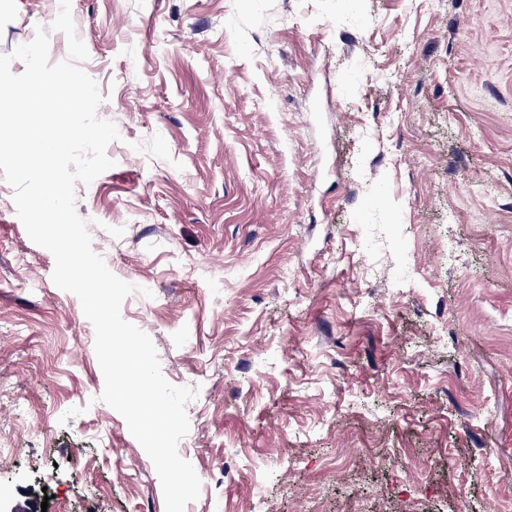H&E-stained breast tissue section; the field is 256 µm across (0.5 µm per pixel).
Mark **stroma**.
Segmentation results:
<instances>
[{"instance_id": "stroma-1", "label": "stroma", "mask_w": 512, "mask_h": 512, "mask_svg": "<svg viewBox=\"0 0 512 512\" xmlns=\"http://www.w3.org/2000/svg\"><path fill=\"white\" fill-rule=\"evenodd\" d=\"M58 0H0V53ZM186 512H512V0H71ZM0 178V512H165Z\"/></svg>"}]
</instances>
